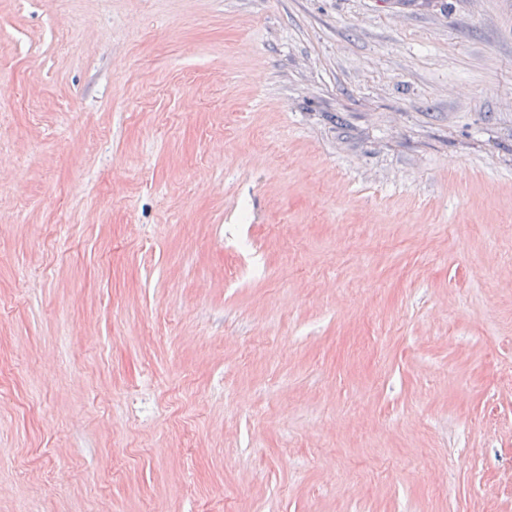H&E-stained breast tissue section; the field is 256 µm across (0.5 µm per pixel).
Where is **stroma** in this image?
I'll return each mask as SVG.
<instances>
[{
    "mask_svg": "<svg viewBox=\"0 0 512 512\" xmlns=\"http://www.w3.org/2000/svg\"><path fill=\"white\" fill-rule=\"evenodd\" d=\"M0 512H512V0H0Z\"/></svg>",
    "mask_w": 512,
    "mask_h": 512,
    "instance_id": "obj_1",
    "label": "stroma"
}]
</instances>
